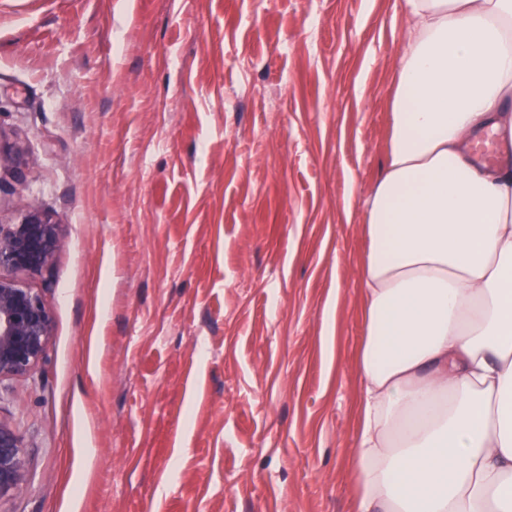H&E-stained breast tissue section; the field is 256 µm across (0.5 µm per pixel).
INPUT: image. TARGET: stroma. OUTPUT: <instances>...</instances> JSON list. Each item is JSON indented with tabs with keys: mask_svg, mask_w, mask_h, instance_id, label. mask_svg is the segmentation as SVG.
<instances>
[{
	"mask_svg": "<svg viewBox=\"0 0 512 512\" xmlns=\"http://www.w3.org/2000/svg\"><path fill=\"white\" fill-rule=\"evenodd\" d=\"M402 0H0V221L47 356L7 381L0 512H353L364 201ZM61 245L59 224L33 201L18 217L0 224V385L29 375L43 362L53 336V315L33 288L2 270L43 276ZM26 448L24 435L0 415V503L18 496L27 485Z\"/></svg>",
	"mask_w": 512,
	"mask_h": 512,
	"instance_id": "35a3bbf8",
	"label": "stroma"
}]
</instances>
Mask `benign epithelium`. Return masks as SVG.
<instances>
[{
  "mask_svg": "<svg viewBox=\"0 0 512 512\" xmlns=\"http://www.w3.org/2000/svg\"><path fill=\"white\" fill-rule=\"evenodd\" d=\"M60 245L58 222L33 201L22 204L14 221L0 224V383L29 375L43 362L54 327L43 297L12 273L43 275ZM26 448L20 430L0 417V502L18 496L27 485Z\"/></svg>",
  "mask_w": 512,
  "mask_h": 512,
  "instance_id": "obj_1",
  "label": "benign epithelium"
}]
</instances>
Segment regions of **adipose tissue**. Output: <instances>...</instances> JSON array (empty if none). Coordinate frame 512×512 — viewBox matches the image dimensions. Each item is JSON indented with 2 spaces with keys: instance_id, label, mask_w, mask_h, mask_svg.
<instances>
[{
  "instance_id": "ef3b65f1",
  "label": "adipose tissue",
  "mask_w": 512,
  "mask_h": 512,
  "mask_svg": "<svg viewBox=\"0 0 512 512\" xmlns=\"http://www.w3.org/2000/svg\"><path fill=\"white\" fill-rule=\"evenodd\" d=\"M402 38L358 265L354 512H512V0H405Z\"/></svg>"
}]
</instances>
